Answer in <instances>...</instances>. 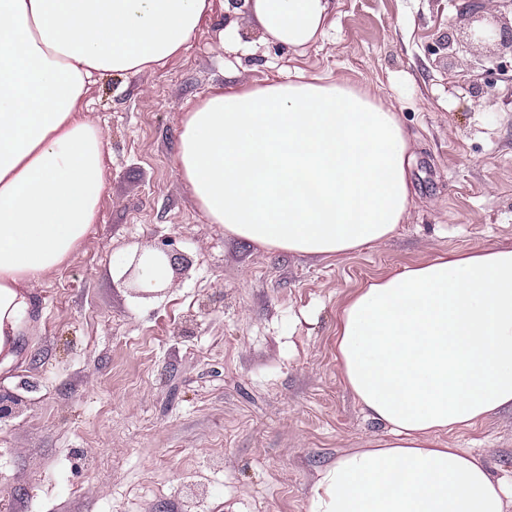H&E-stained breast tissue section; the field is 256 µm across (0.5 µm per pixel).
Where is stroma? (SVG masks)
Returning <instances> with one entry per match:
<instances>
[{
    "mask_svg": "<svg viewBox=\"0 0 512 512\" xmlns=\"http://www.w3.org/2000/svg\"><path fill=\"white\" fill-rule=\"evenodd\" d=\"M184 53L92 85L105 140L95 226L36 290L24 365L0 420V512H309L317 473L387 434L336 360L343 305L369 281L436 254L512 247V56L443 49L462 0H333L306 49L262 40L233 0H211ZM248 42L229 46L228 28ZM342 76L389 100L416 156L399 232L341 257L262 249L209 223L174 167L182 121L206 97ZM164 244L188 268L130 294L122 261ZM512 481V410L443 436Z\"/></svg>",
    "mask_w": 512,
    "mask_h": 512,
    "instance_id": "35a3bbf8",
    "label": "stroma"
}]
</instances>
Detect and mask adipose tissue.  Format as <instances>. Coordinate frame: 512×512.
Returning <instances> with one entry per match:
<instances>
[{
  "label": "adipose tissue",
  "instance_id": "adipose-tissue-1",
  "mask_svg": "<svg viewBox=\"0 0 512 512\" xmlns=\"http://www.w3.org/2000/svg\"><path fill=\"white\" fill-rule=\"evenodd\" d=\"M302 48L330 0H244ZM210 0H0V374L23 363L34 293L80 251L105 187L91 84L180 53ZM414 156L393 106L344 78L217 93L187 113L175 166L206 218L247 244L343 256L396 233ZM336 359L388 438L322 469L310 512H506L512 488L441 433L512 408V248L440 253L361 288Z\"/></svg>",
  "mask_w": 512,
  "mask_h": 512
}]
</instances>
